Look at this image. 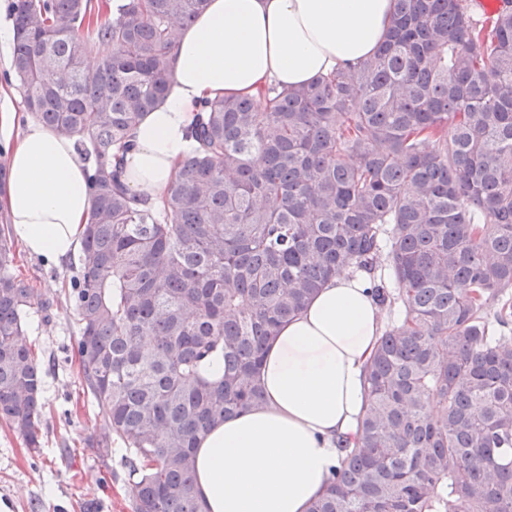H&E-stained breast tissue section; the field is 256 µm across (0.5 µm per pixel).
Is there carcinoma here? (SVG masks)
<instances>
[{"label": "carcinoma", "mask_w": 512, "mask_h": 512, "mask_svg": "<svg viewBox=\"0 0 512 512\" xmlns=\"http://www.w3.org/2000/svg\"><path fill=\"white\" fill-rule=\"evenodd\" d=\"M205 0H15L27 112L90 162L68 301L94 455L131 512H199L193 450L261 405L264 348L326 283L364 274L391 318L354 447L308 512H512V0H396L375 55L291 91L205 101L159 205L122 159ZM97 67L84 68L88 45ZM0 212V423L41 447L36 289ZM224 354V377H200Z\"/></svg>", "instance_id": "carcinoma-1"}]
</instances>
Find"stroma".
I'll return each mask as SVG.
<instances>
[{"mask_svg": "<svg viewBox=\"0 0 512 512\" xmlns=\"http://www.w3.org/2000/svg\"><path fill=\"white\" fill-rule=\"evenodd\" d=\"M11 62V50H0V113H12L19 131L29 116ZM83 262L80 252L60 263L17 255L16 273L51 306L33 307L29 324L45 372L40 452H29L20 437L0 426V502L10 512H130L119 455L103 462L86 449L102 419L84 406L83 374L73 351L77 316L65 297Z\"/></svg>", "mask_w": 512, "mask_h": 512, "instance_id": "35a3bbf8", "label": "stroma"}]
</instances>
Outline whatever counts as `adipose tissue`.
Instances as JSON below:
<instances>
[{
  "label": "adipose tissue",
  "mask_w": 512,
  "mask_h": 512,
  "mask_svg": "<svg viewBox=\"0 0 512 512\" xmlns=\"http://www.w3.org/2000/svg\"><path fill=\"white\" fill-rule=\"evenodd\" d=\"M394 0H207L182 27L170 91L125 154L128 189L156 202L191 151L203 101L297 88L372 57ZM6 205L17 241L56 262L80 248L92 200L76 140L29 121L8 158ZM383 330L368 281L343 274L284 324L260 373L262 406L201 434L193 478L203 512H308L340 465L338 437H354L363 370Z\"/></svg>",
  "instance_id": "adipose-tissue-1"
}]
</instances>
